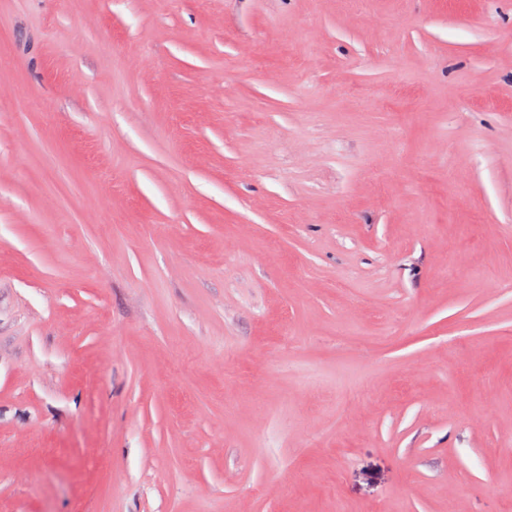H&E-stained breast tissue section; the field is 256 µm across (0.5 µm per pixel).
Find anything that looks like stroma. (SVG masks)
Wrapping results in <instances>:
<instances>
[{
	"label": "stroma",
	"instance_id": "1",
	"mask_svg": "<svg viewBox=\"0 0 512 512\" xmlns=\"http://www.w3.org/2000/svg\"><path fill=\"white\" fill-rule=\"evenodd\" d=\"M0 512H512V0H0Z\"/></svg>",
	"mask_w": 512,
	"mask_h": 512
}]
</instances>
